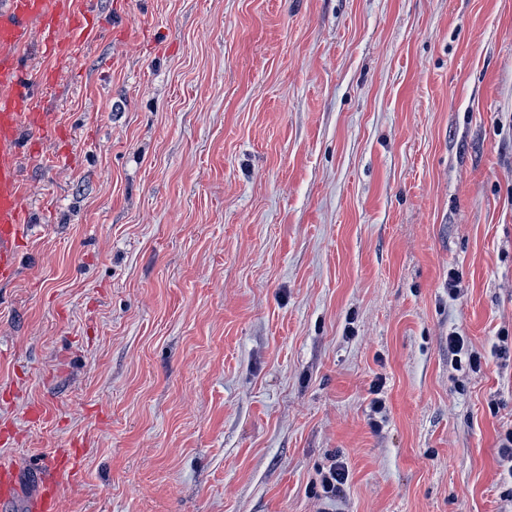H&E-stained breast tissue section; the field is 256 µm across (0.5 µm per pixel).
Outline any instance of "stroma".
<instances>
[{"instance_id":"1","label":"stroma","mask_w":512,"mask_h":512,"mask_svg":"<svg viewBox=\"0 0 512 512\" xmlns=\"http://www.w3.org/2000/svg\"><path fill=\"white\" fill-rule=\"evenodd\" d=\"M115 2L30 56L24 493L79 443L59 512H512V0ZM321 474V484L325 493L340 495L343 493V486L348 479V468L343 461H335L330 465L328 472Z\"/></svg>"}]
</instances>
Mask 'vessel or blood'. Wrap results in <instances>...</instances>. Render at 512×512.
Wrapping results in <instances>:
<instances>
[{
    "mask_svg": "<svg viewBox=\"0 0 512 512\" xmlns=\"http://www.w3.org/2000/svg\"><path fill=\"white\" fill-rule=\"evenodd\" d=\"M95 14V0H86L80 10L73 9L71 0H0V283L15 278V250L28 231L17 159L56 134L43 108L42 90L28 82L18 51L36 27L41 48L65 57L76 41L94 35ZM26 128L31 138H23ZM81 455L78 448L57 451L52 470L40 474L36 492L27 498L26 512H58L61 481L76 474ZM20 492V468L0 461V512H7Z\"/></svg>",
    "mask_w": 512,
    "mask_h": 512,
    "instance_id": "1",
    "label": "vessel or blood"
}]
</instances>
